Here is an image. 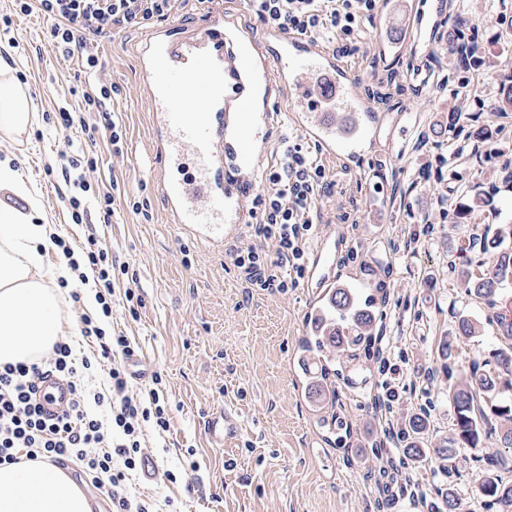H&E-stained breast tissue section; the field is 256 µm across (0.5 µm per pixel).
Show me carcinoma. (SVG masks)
<instances>
[{
  "mask_svg": "<svg viewBox=\"0 0 512 512\" xmlns=\"http://www.w3.org/2000/svg\"><path fill=\"white\" fill-rule=\"evenodd\" d=\"M482 251L489 258V269L462 271L460 287L470 297L482 299L490 306L498 303L501 292L512 284V227L499 230L491 240L483 242ZM358 325L350 337L338 339L336 333L314 336L304 346V354L320 358L319 382L308 387V393L321 399V407L328 410L336 400V382L342 376L343 357H354L361 347H369L380 327L367 322V315H357ZM502 344L496 349L493 362L475 360L470 371L459 381L448 386V398L454 411L455 436L437 449L441 470L453 477L457 474L456 445L484 450L480 460L487 465L479 477V490L492 505L498 504L504 512H512V481L503 480L498 470L512 468L502 456V449H512V396L503 392L512 389V324H501ZM483 336V325L477 319L462 317L458 322V337L476 339ZM480 398L490 400V412L475 409ZM408 433L406 444L399 454V466L411 465L427 457L423 448L426 418L421 414L405 422Z\"/></svg>",
  "mask_w": 512,
  "mask_h": 512,
  "instance_id": "1",
  "label": "carcinoma"
}]
</instances>
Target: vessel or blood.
<instances>
[{
	"label": "vessel or blood",
	"instance_id": "vessel-or-blood-1",
	"mask_svg": "<svg viewBox=\"0 0 512 512\" xmlns=\"http://www.w3.org/2000/svg\"><path fill=\"white\" fill-rule=\"evenodd\" d=\"M380 13L395 33L376 47L382 57L403 54L440 17L426 0H381ZM137 53L144 92L163 100L153 114L155 150L168 161L158 189L172 223L186 225L196 241L220 248L241 238L253 221L248 198L285 127L347 168L393 148L395 126L358 93V78L341 55L275 27H256L248 8L213 9L187 37L169 25L154 27L139 39ZM199 88L206 95L197 100L192 93ZM187 157L199 176L180 177ZM346 245L335 223L320 225L311 244L304 286L309 313L319 321H326L334 294L354 299L363 286L338 263ZM70 398L67 380L46 377L43 417L56 418ZM206 430L221 446L241 424L224 406L210 414Z\"/></svg>",
	"mask_w": 512,
	"mask_h": 512
}]
</instances>
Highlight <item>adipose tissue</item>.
Segmentation results:
<instances>
[{
    "label": "adipose tissue",
    "mask_w": 512,
    "mask_h": 512,
    "mask_svg": "<svg viewBox=\"0 0 512 512\" xmlns=\"http://www.w3.org/2000/svg\"><path fill=\"white\" fill-rule=\"evenodd\" d=\"M30 92L10 77L0 78V134L20 135L37 120ZM26 208L10 205V198ZM34 190L19 169L0 161V367L34 363L67 335L58 288L71 272L46 264L50 227L35 222ZM0 512H91L84 490L63 469L38 461L0 466Z\"/></svg>",
    "instance_id": "obj_1"
}]
</instances>
